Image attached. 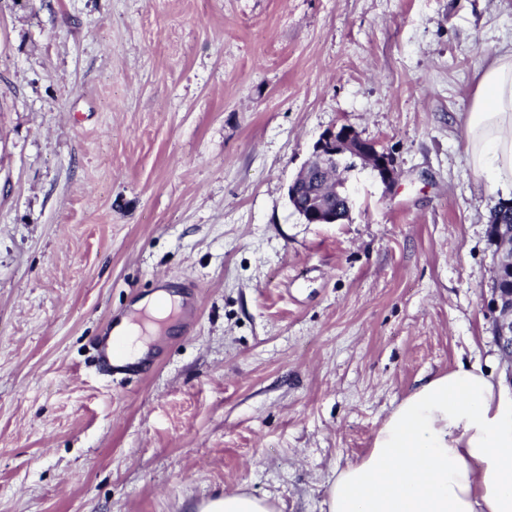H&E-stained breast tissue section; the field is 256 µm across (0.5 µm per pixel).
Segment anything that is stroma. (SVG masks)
<instances>
[{
	"label": "stroma",
	"instance_id": "1",
	"mask_svg": "<svg viewBox=\"0 0 512 512\" xmlns=\"http://www.w3.org/2000/svg\"><path fill=\"white\" fill-rule=\"evenodd\" d=\"M512 0H0V512H190L237 489L325 512L421 378L506 366L465 131ZM341 224L288 185L326 130ZM200 312L100 374L162 286ZM363 139L356 132L347 126L328 129L321 134L314 145L313 159L302 170L301 176L296 177L288 187V195L296 200L308 188L313 180L316 185L323 176L329 182L334 183V193L340 195L344 193L343 181L336 182V175L339 169L359 160L365 167L371 170L380 178V180L390 185L394 181V163L391 156L385 151H369L363 147ZM355 165V164H354ZM305 177L306 180H302ZM309 202L298 212L307 224H336V215L345 213L346 204L341 198L333 199L329 205L335 210L334 214L324 202L323 196L316 189L308 191Z\"/></svg>",
	"mask_w": 512,
	"mask_h": 512
}]
</instances>
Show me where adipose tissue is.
Segmentation results:
<instances>
[{
    "instance_id": "obj_1",
    "label": "adipose tissue",
    "mask_w": 512,
    "mask_h": 512,
    "mask_svg": "<svg viewBox=\"0 0 512 512\" xmlns=\"http://www.w3.org/2000/svg\"><path fill=\"white\" fill-rule=\"evenodd\" d=\"M475 175L512 192V49L461 116ZM327 512H512V396L477 364L421 382L370 451L330 483Z\"/></svg>"
}]
</instances>
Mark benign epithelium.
<instances>
[{
  "label": "benign epithelium",
  "mask_w": 512,
  "mask_h": 512,
  "mask_svg": "<svg viewBox=\"0 0 512 512\" xmlns=\"http://www.w3.org/2000/svg\"><path fill=\"white\" fill-rule=\"evenodd\" d=\"M360 161L380 180L389 185L394 181V163L391 156L382 151H369L363 147V139L347 126L328 129L321 134L314 145L313 159L302 170L301 176L295 178L288 187V195L295 200L303 192H308L309 202L299 211L307 224H334V214L324 202L323 196L315 189H308L310 182L326 178L334 183V193H343V182L336 180L339 169ZM493 301L487 303L492 318V331L497 346L512 348V302L502 304L499 289H492Z\"/></svg>",
  "instance_id": "7a95c632"
}]
</instances>
